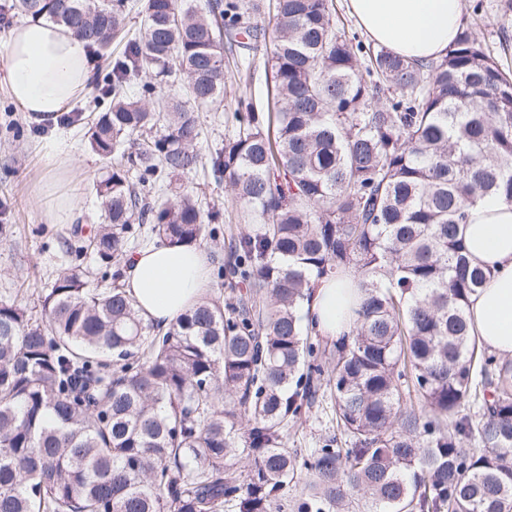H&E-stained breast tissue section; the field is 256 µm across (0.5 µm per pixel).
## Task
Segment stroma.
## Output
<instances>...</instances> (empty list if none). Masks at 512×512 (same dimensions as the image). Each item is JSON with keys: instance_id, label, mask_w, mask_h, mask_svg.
Returning a JSON list of instances; mask_svg holds the SVG:
<instances>
[{"instance_id": "stroma-1", "label": "stroma", "mask_w": 512, "mask_h": 512, "mask_svg": "<svg viewBox=\"0 0 512 512\" xmlns=\"http://www.w3.org/2000/svg\"><path fill=\"white\" fill-rule=\"evenodd\" d=\"M506 2L463 0L462 19L472 24L502 66L512 70V44L505 48L500 45L502 36L512 37V9H506ZM225 64L228 84L223 100L201 110L204 131L197 149L205 168L180 180L182 190L198 195L204 209L221 214L216 239L202 244L219 264L229 258L231 232L244 230L245 224L229 182L215 178L207 165L225 137L235 132L233 115L239 100L256 103L262 109L268 104L263 55H256L249 69L241 72L233 57H226ZM100 95L99 85H92L85 98L71 107L69 120L53 129L29 121L0 87V300L36 302L42 289L50 287L61 270L76 262L61 248V240L69 236L73 224L50 223L41 206L45 183H52V195L74 198V224L88 230L97 221L100 206L93 184L106 164L89 146L85 132L89 120L86 108ZM60 137L71 144L73 161L52 177L42 168V155Z\"/></svg>"}]
</instances>
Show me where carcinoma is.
Instances as JSON below:
<instances>
[{"label": "carcinoma", "instance_id": "carcinoma-1", "mask_svg": "<svg viewBox=\"0 0 512 512\" xmlns=\"http://www.w3.org/2000/svg\"><path fill=\"white\" fill-rule=\"evenodd\" d=\"M270 6L275 110L246 103L212 158L257 223L221 270L245 290L163 331L119 266L138 226L167 245L215 237L218 213L163 193L202 166L224 44L266 43L260 3L146 0L116 53L129 0H15L104 64L87 130L110 161L101 224L62 247L116 271L93 288L75 265L36 307L0 300V512H512V359L473 332L489 272L459 237L475 197L512 204V74L469 25L423 61L346 37L334 0ZM177 74L189 99L151 109ZM345 276L357 318L329 343L300 311L315 281ZM324 396L332 432L288 447Z\"/></svg>", "mask_w": 512, "mask_h": 512}]
</instances>
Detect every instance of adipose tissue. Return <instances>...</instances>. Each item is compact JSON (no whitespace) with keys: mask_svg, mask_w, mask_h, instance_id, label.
<instances>
[{"mask_svg":"<svg viewBox=\"0 0 512 512\" xmlns=\"http://www.w3.org/2000/svg\"><path fill=\"white\" fill-rule=\"evenodd\" d=\"M359 27L391 52L424 61L443 57L461 29L462 0H348ZM0 79L13 102L38 124L59 117L90 89L92 56L86 41L44 20L14 27L0 58ZM460 237L470 259L491 271L468 312L480 342L512 357V204L478 197L467 205ZM123 280L143 317L169 327L211 286L207 254L199 247L151 246L129 255ZM328 337L349 332L353 315L339 280H319L302 310Z\"/></svg>","mask_w":512,"mask_h":512,"instance_id":"1","label":"adipose tissue"}]
</instances>
